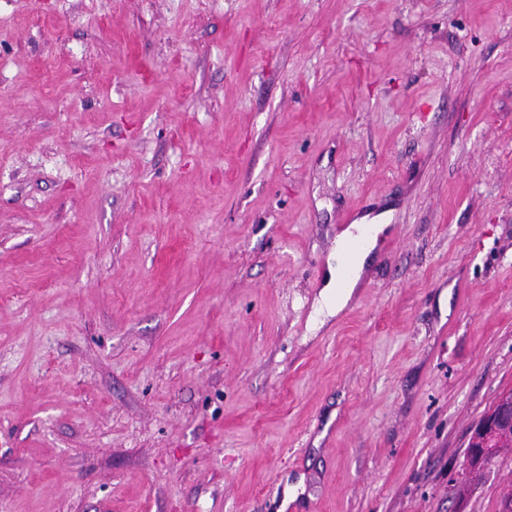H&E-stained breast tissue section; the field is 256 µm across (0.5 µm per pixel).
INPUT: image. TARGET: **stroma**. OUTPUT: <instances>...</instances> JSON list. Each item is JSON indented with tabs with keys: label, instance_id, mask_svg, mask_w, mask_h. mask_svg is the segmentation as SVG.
Here are the masks:
<instances>
[{
	"label": "stroma",
	"instance_id": "1",
	"mask_svg": "<svg viewBox=\"0 0 512 512\" xmlns=\"http://www.w3.org/2000/svg\"><path fill=\"white\" fill-rule=\"evenodd\" d=\"M510 389L512 0H0V512H498ZM388 225L389 224H352L347 230L336 237V248L334 253L336 254V264L334 265L331 260L328 261L327 283L324 287L326 289L323 290L322 296L324 305L327 306L325 301L330 293L329 288H336L337 284L338 292H341L348 285V288H346L345 293L342 295L338 294L336 291V314L340 310V306L350 297L354 286L360 278L364 270L366 260L376 246L377 235L383 232ZM353 237H362L364 240V246L362 250L353 257L352 267L351 258L363 245L362 240H350ZM348 240L350 241L347 243ZM345 245V254L341 263H338V257L344 253ZM353 268L354 275L351 280H349L352 275ZM512 428V397L501 394L495 407L474 426L468 446V465L472 469H484L496 456L497 445L492 441L496 432Z\"/></svg>",
	"mask_w": 512,
	"mask_h": 512
}]
</instances>
